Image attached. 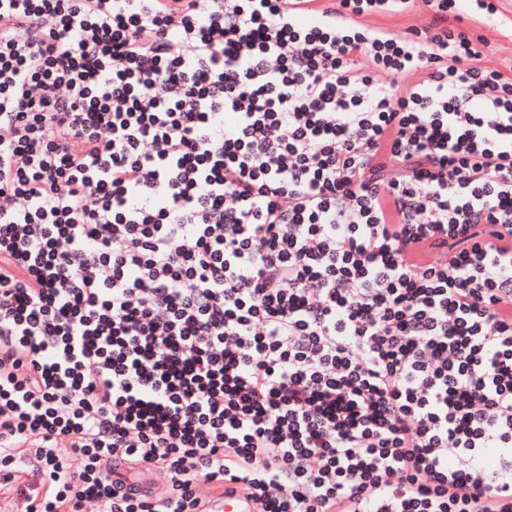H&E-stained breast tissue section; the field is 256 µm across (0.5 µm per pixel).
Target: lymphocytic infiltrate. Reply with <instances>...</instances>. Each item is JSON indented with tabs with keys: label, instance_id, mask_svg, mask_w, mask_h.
I'll list each match as a JSON object with an SVG mask.
<instances>
[{
	"label": "lymphocytic infiltrate",
	"instance_id": "obj_1",
	"mask_svg": "<svg viewBox=\"0 0 512 512\" xmlns=\"http://www.w3.org/2000/svg\"><path fill=\"white\" fill-rule=\"evenodd\" d=\"M308 2L0 0L23 512H512V76ZM112 476L114 478L120 476L124 483V487L134 486L138 489H151L156 493L159 490L157 480L153 476L149 477L145 473H134L128 468L124 461L120 459L112 460Z\"/></svg>",
	"mask_w": 512,
	"mask_h": 512
}]
</instances>
